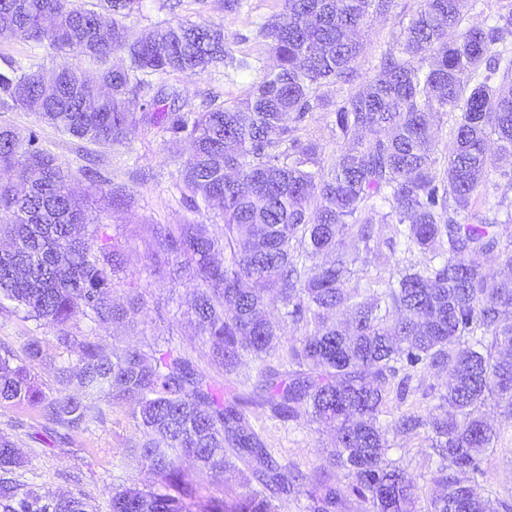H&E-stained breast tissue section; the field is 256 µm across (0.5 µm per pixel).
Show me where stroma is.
Instances as JSON below:
<instances>
[{
    "mask_svg": "<svg viewBox=\"0 0 512 512\" xmlns=\"http://www.w3.org/2000/svg\"><path fill=\"white\" fill-rule=\"evenodd\" d=\"M164 0H142L140 12L128 21L133 31L177 19L199 24H219L224 28L229 52L237 58L254 61L255 70L225 78L223 68L209 69L196 75L176 73L166 83L179 94L183 111H199L209 99L233 101L245 98L253 84L267 70L269 49L258 35L255 24L263 17L278 13L281 0H246L240 12L224 9V0H179L176 8L164 7ZM415 10V0H394L385 16L370 18L365 32V50L357 59L358 84H365L373 73L381 53L399 35ZM34 63L53 71L60 58L48 44L38 45L0 40V71L7 61ZM11 125L21 133H36L39 144L49 150L72 177L78 194L89 197L100 219L96 228L104 239L121 250L124 265L115 279L111 293L114 302L127 303L143 297L142 312L132 321L98 326L84 316H77L66 326H47L24 319L10 302L0 303V345L25 356L29 343L38 342L43 363L37 364L36 381L46 398L58 397L61 387L55 368L76 365L79 352L63 347L59 336L84 335L95 338L104 351L131 343L159 338L169 341L185 353L215 388L250 395L251 378L257 360L244 357L233 374H225L221 365L209 357V345L191 323L184 304L193 286L188 282L169 283L154 272L152 227L156 224H204L219 230L222 219L217 210L189 208L180 198L181 164L189 152L187 142H174L158 128L138 125L123 144H93L77 141L40 121L37 113L24 109L0 110V125ZM119 188L129 196L127 207L113 210L101 199L102 191ZM102 423L91 425L77 434L73 443L59 444L36 440L42 419L36 407L27 404H0V433L11 437L24 460L13 472L20 483L42 494H65L80 489L88 494L95 512H111L112 488L123 484L142 487L153 481L145 469L129 456L139 433L126 403L103 401ZM253 422L263 428L264 436L280 464L307 474L318 473L327 463L333 448L331 432L317 428L307 414L283 421L271 416L266 407H250ZM488 420L501 429L497 445L487 451L483 489L491 499L512 501V426L504 423L499 407L487 405ZM391 458L416 477L421 501H428L439 487L433 480L435 456L426 434L405 437L390 435ZM186 482L195 495L191 512H210L217 499H227L244 490L247 472L231 470L223 481L214 482L199 473L191 460L181 462Z\"/></svg>",
    "mask_w": 512,
    "mask_h": 512,
    "instance_id": "1",
    "label": "stroma"
}]
</instances>
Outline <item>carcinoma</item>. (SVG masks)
<instances>
[{"label":"carcinoma","mask_w":512,"mask_h":512,"mask_svg":"<svg viewBox=\"0 0 512 512\" xmlns=\"http://www.w3.org/2000/svg\"><path fill=\"white\" fill-rule=\"evenodd\" d=\"M281 2L259 26L274 68L246 98L185 113L179 94L148 77L249 69L229 54L224 27L179 19L133 37L125 20L140 0H105L100 10L84 0H0V39L46 41L102 64L90 78L65 60L48 81L11 64L0 71V108L38 101L43 123L89 143L120 144L139 123L191 143L182 199L197 211L218 203L223 231L158 224L155 256L172 260L170 279L196 282L187 304L211 360L231 374L253 357V393L273 417L304 412L335 431L328 465L312 478L279 464L248 401L224 399L190 358L157 343L106 355L86 336L59 337L79 360L57 369L67 393L49 401L27 364L42 359L39 346L26 361L0 346V403L41 408L45 435L60 439L100 421L102 397L133 404V456L155 487L113 492L112 512H187L184 457L210 478L239 463L250 471L246 490L215 512H278L282 494L306 498V512H342L351 494L363 512H512L482 493L483 456L500 437L484 407L491 400L512 418V277L489 278L484 261L512 269V240L500 231L501 202L477 223L465 220L492 172L512 166V8L464 28L466 0H418L356 90L367 19L388 14L393 0ZM118 53L126 60L108 65ZM339 83L350 86L332 112L343 145L323 166L318 145L294 132L327 107L321 87ZM137 101L139 114L130 109ZM450 113L439 169L434 126ZM97 222L37 135L1 125L0 301L47 326L138 314L139 301L119 308L109 299L121 253L80 236ZM384 227L391 249L425 260L363 282L358 272ZM435 369L450 381L423 391L425 413L380 420L405 401L413 373ZM421 430L443 493L419 511L416 478L388 457V434ZM21 464L0 435V512H92L82 490L46 497L23 488L8 477Z\"/></svg>","instance_id":"obj_1"}]
</instances>
